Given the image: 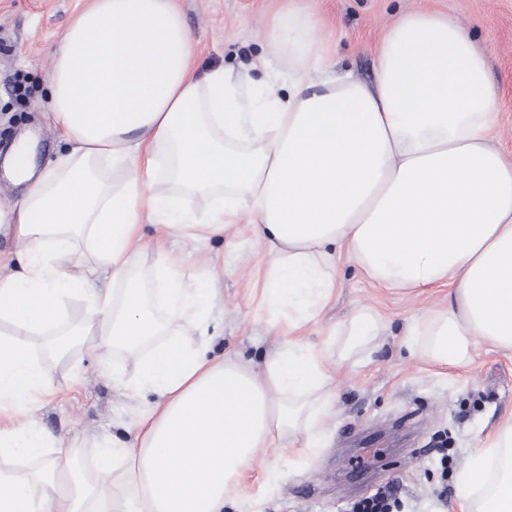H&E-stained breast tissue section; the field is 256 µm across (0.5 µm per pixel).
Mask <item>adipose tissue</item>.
Returning <instances> with one entry per match:
<instances>
[{"label": "adipose tissue", "mask_w": 512, "mask_h": 512, "mask_svg": "<svg viewBox=\"0 0 512 512\" xmlns=\"http://www.w3.org/2000/svg\"><path fill=\"white\" fill-rule=\"evenodd\" d=\"M317 17L288 0L268 36L288 65V92L264 97L217 68L192 74L194 44L174 0H89L52 54L50 117L68 148L35 172L32 145L14 146L8 174L26 184L0 211L23 247V271L0 263V457L40 458V487L0 476V512H224L259 450L289 437L319 447L328 432L329 349L295 336L331 302L347 257L374 284L421 292L450 286L446 307L412 325L409 348L448 366L475 342L512 351V158L495 144L498 101L485 56L466 28L409 11L385 30L371 80L332 67ZM120 182H113V173ZM209 197L206 224L178 203ZM249 224L270 254L260 303L294 335L263 367L210 353L216 270L200 274L159 253L151 275L134 258L141 227L226 233ZM85 244L80 272L58 255ZM163 298L162 315L148 308ZM97 328L89 351L110 374L113 350L138 354L130 394L154 399L131 440L98 441V474L77 476L71 441L23 423L49 386L50 352L27 334L60 329L69 297ZM373 310L342 328L345 352L383 330ZM197 332L187 343L171 327ZM53 449L43 457V449ZM512 512V414L472 456L463 501Z\"/></svg>", "instance_id": "adipose-tissue-1"}]
</instances>
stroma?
I'll return each mask as SVG.
<instances>
[{
	"label": "stroma",
	"instance_id": "1",
	"mask_svg": "<svg viewBox=\"0 0 512 512\" xmlns=\"http://www.w3.org/2000/svg\"><path fill=\"white\" fill-rule=\"evenodd\" d=\"M197 48L196 74L224 68L233 79L265 84L287 73L279 59L254 68L266 55L271 20L282 0H176ZM320 17L317 33L332 47L341 67L368 80L375 47L402 12L430 10L462 24L482 49L497 93V141L512 156V0H307ZM77 0H0V154L21 135L36 133L37 169H45L66 144L48 113L47 84L54 47L71 24ZM167 249L184 268L223 270L225 354L256 365L287 349L289 335L275 331L273 314L258 304L257 276L268 259L248 225L224 237L194 244L168 237ZM447 288L423 294L379 288L341 259L336 295L307 325L304 342L320 347L352 314L378 311L386 328L362 355L336 367L334 416L323 448L309 450L290 438L256 458L244 496H232L226 512H349L353 503L398 485L401 512H459L461 478L480 443L512 410V351L479 343L465 361L439 367L404 345L408 326L428 310L447 305ZM93 336L51 367L53 391L40 396L26 421L71 439L77 463L93 471L99 437H124L134 419L135 400L123 384L138 375L135 356L116 350L121 382L105 378L87 347ZM277 488L266 491L268 471ZM446 504H438L440 492Z\"/></svg>",
	"mask_w": 512,
	"mask_h": 512
}]
</instances>
